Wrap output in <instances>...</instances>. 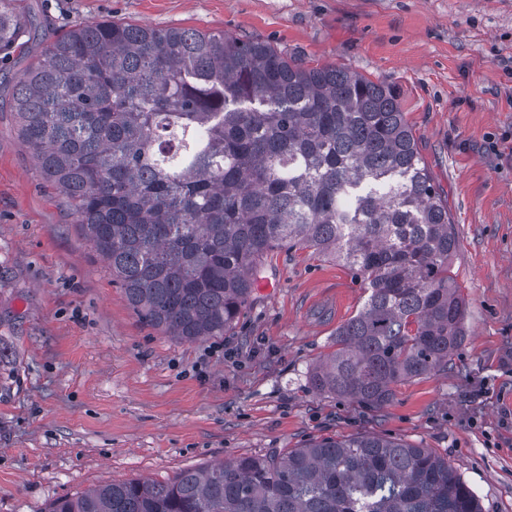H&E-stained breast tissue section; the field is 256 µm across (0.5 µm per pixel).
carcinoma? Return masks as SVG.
<instances>
[{"label":"carcinoma","mask_w":512,"mask_h":512,"mask_svg":"<svg viewBox=\"0 0 512 512\" xmlns=\"http://www.w3.org/2000/svg\"><path fill=\"white\" fill-rule=\"evenodd\" d=\"M0 0V59L29 33ZM21 140L134 310L177 340L222 336L275 249L311 248L367 294L311 385L372 407L448 369L467 336L448 205L395 88L223 31L103 21L16 82ZM47 512H481L429 448L380 434L130 479Z\"/></svg>","instance_id":"obj_1"}]
</instances>
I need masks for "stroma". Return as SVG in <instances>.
I'll list each match as a JSON object with an SVG mask.
<instances>
[{
    "label": "stroma",
    "instance_id": "obj_1",
    "mask_svg": "<svg viewBox=\"0 0 512 512\" xmlns=\"http://www.w3.org/2000/svg\"><path fill=\"white\" fill-rule=\"evenodd\" d=\"M33 25L0 63V512L321 438L432 449L482 512H512V0H18ZM112 19L228 32L391 84L442 199L468 300L448 371L372 408L310 384L364 291L309 249L261 267L235 329L148 325L19 138L12 88L55 36Z\"/></svg>",
    "mask_w": 512,
    "mask_h": 512
}]
</instances>
